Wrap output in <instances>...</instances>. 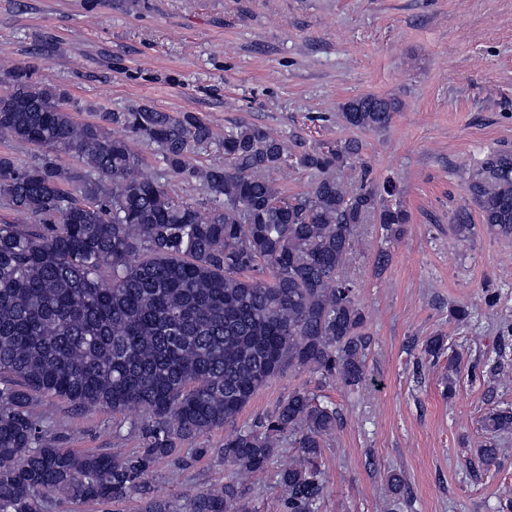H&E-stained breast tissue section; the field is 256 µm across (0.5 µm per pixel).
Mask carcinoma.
Instances as JSON below:
<instances>
[{"mask_svg": "<svg viewBox=\"0 0 512 512\" xmlns=\"http://www.w3.org/2000/svg\"><path fill=\"white\" fill-rule=\"evenodd\" d=\"M398 101L368 94L342 106L344 121L387 128ZM115 136L78 125L55 91L13 72L0 95V138L45 150L19 168L0 154V202L26 218L0 224V512H45L52 489L75 503L109 506L137 496L141 512H249L243 475L265 471L276 449H297L277 474L286 512H318L324 480L318 459L340 425L337 407L295 389L273 413L224 436L217 448L182 447L234 424L256 393L285 371H307L346 386L366 378L373 336L345 269L358 225L375 219L389 234L407 214L382 202L362 143L349 139L297 162L320 173L303 193L284 196L269 174L282 169L288 142L244 125L216 139L191 113L173 117L145 104L110 112ZM162 151L153 178L127 134ZM216 146L220 161L193 163ZM75 151V177L50 153ZM199 181L198 205L175 200L170 179ZM77 183L86 202L67 189ZM465 202L452 213L457 232L480 223L512 237V150L490 153L464 178ZM444 337L424 356L438 359ZM75 410H140L144 448L123 458L63 448L36 398ZM478 455L497 462V438L512 433V408H491ZM210 455L232 467L224 486L181 502L154 489L153 466L187 467Z\"/></svg>", "mask_w": 512, "mask_h": 512, "instance_id": "1", "label": "carcinoma"}]
</instances>
